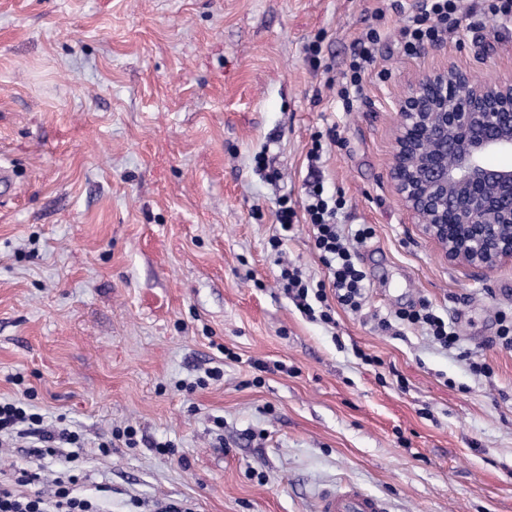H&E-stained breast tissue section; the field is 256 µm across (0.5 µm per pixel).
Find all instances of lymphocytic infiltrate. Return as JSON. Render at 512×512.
<instances>
[{
    "mask_svg": "<svg viewBox=\"0 0 512 512\" xmlns=\"http://www.w3.org/2000/svg\"><path fill=\"white\" fill-rule=\"evenodd\" d=\"M462 21L460 0H423L419 13L410 16L401 30L405 51L414 54L426 45L439 43L443 36L455 35ZM342 205V199L326 197L323 187L310 183L304 210L309 219L313 248L327 277L315 282L304 278L299 268L285 263L281 264L278 277L285 295L300 312L310 317L319 316L326 323L332 322L334 307L351 311L361 308L366 274L354 261L353 245L373 234L372 227L364 224L353 237H345L336 223V213ZM396 317L421 328L443 349L459 345L454 327L429 303L397 312ZM42 423V416L30 412L25 402L0 401V437L17 434L38 437L42 446L37 454L41 457L55 455L56 441L76 443L74 432L64 428L49 431ZM39 479L38 473L22 469L13 473L10 483H0V512H95L92 501L76 492L78 476L67 471L54 478V489L49 494L33 497L19 494V487L34 484Z\"/></svg>",
    "mask_w": 512,
    "mask_h": 512,
    "instance_id": "obj_1",
    "label": "lymphocytic infiltrate"
}]
</instances>
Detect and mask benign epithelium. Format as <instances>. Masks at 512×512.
Wrapping results in <instances>:
<instances>
[{"label": "benign epithelium", "instance_id": "1", "mask_svg": "<svg viewBox=\"0 0 512 512\" xmlns=\"http://www.w3.org/2000/svg\"><path fill=\"white\" fill-rule=\"evenodd\" d=\"M390 178L450 262L489 273L512 262V81H479L454 62L395 102Z\"/></svg>", "mask_w": 512, "mask_h": 512}]
</instances>
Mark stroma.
I'll list each match as a JSON object with an SVG mask.
<instances>
[{"mask_svg":"<svg viewBox=\"0 0 512 512\" xmlns=\"http://www.w3.org/2000/svg\"><path fill=\"white\" fill-rule=\"evenodd\" d=\"M421 5L0 0V399L79 434L97 512H315L316 491L349 485L387 512H512V264L448 261L389 176L396 100L451 61L512 79V23L409 55ZM372 27L342 101L326 82ZM314 180L344 197L343 231L374 228L355 247L362 307L330 324L284 295L268 244L287 199L288 259L324 278L302 211ZM423 301L490 376L395 320ZM128 426L138 447L102 454ZM70 450L17 438L0 473L60 472ZM377 37V31L370 29L357 40L353 58L349 64V70L343 76V79H347L346 84L350 83V85L358 87L361 83L362 75L373 62L372 46L377 41Z\"/></svg>","mask_w":512,"mask_h":512,"instance_id":"1","label":"stroma"}]
</instances>
